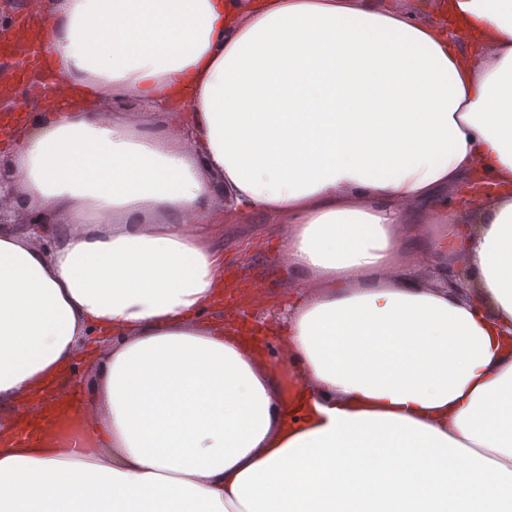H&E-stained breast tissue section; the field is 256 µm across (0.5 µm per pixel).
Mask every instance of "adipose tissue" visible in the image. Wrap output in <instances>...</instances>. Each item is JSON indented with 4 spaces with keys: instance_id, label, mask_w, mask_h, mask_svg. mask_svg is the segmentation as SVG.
Masks as SVG:
<instances>
[{
    "instance_id": "obj_1",
    "label": "adipose tissue",
    "mask_w": 512,
    "mask_h": 512,
    "mask_svg": "<svg viewBox=\"0 0 512 512\" xmlns=\"http://www.w3.org/2000/svg\"><path fill=\"white\" fill-rule=\"evenodd\" d=\"M44 9L55 105L1 154L51 243L0 228V512H512V0ZM256 217L298 282L274 359L215 316L213 227ZM462 263L467 301L413 275ZM87 336L95 391L44 416Z\"/></svg>"
}]
</instances>
